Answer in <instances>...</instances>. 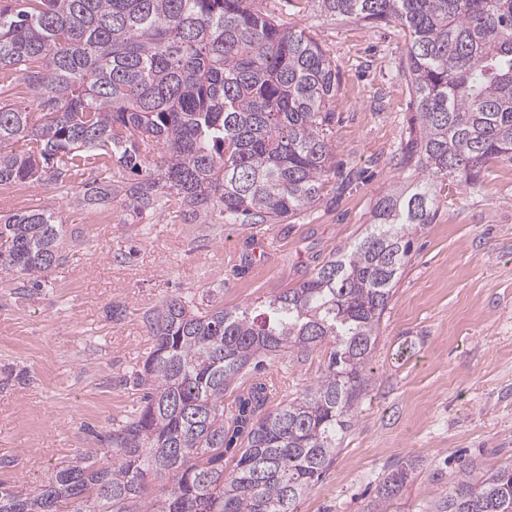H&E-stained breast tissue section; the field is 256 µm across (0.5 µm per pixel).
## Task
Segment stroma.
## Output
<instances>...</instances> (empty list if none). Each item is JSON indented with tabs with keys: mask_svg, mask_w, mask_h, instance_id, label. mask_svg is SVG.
Returning a JSON list of instances; mask_svg holds the SVG:
<instances>
[{
	"mask_svg": "<svg viewBox=\"0 0 512 512\" xmlns=\"http://www.w3.org/2000/svg\"><path fill=\"white\" fill-rule=\"evenodd\" d=\"M255 2L309 32L340 67L335 173L318 204L284 224H188L169 210L89 209L52 183L0 186L1 214L57 213L66 256L26 295L0 276V486L40 489L76 456L100 453L140 408L135 374L167 297L231 309L296 287L357 241L378 196L409 177L401 157L415 124L398 69L402 28L337 22L304 0ZM260 236L271 243L264 255L254 250ZM413 241L356 422L297 512H369L386 474L408 456L421 466L399 512H427L456 481L459 460L480 472L512 464V161H495L473 187L447 182L434 222ZM116 304L126 310L119 321ZM323 358L294 350L267 360L264 375L290 399L315 382Z\"/></svg>",
	"mask_w": 512,
	"mask_h": 512,
	"instance_id": "stroma-1",
	"label": "stroma"
}]
</instances>
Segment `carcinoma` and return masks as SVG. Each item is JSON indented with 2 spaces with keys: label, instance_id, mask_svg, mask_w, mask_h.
<instances>
[{
  "label": "carcinoma",
  "instance_id": "obj_1",
  "mask_svg": "<svg viewBox=\"0 0 512 512\" xmlns=\"http://www.w3.org/2000/svg\"><path fill=\"white\" fill-rule=\"evenodd\" d=\"M252 2L0 0V95L25 88L35 102L0 98V186L73 183L90 209L174 206L191 224H280L315 206L336 167L340 68ZM306 2L407 33L418 132L401 163L417 176L380 195L366 234L295 288L243 309L166 298L136 373L144 406L109 434L108 462L80 457L35 493L3 489L0 512H296L336 459L410 234L436 216L435 181L475 186L512 160V0ZM109 163L119 179L82 180ZM63 237L50 208L0 215V274L23 293L43 287ZM316 348L323 370L300 396L278 402L264 380L237 392L263 358ZM416 469L399 460L370 512H391ZM430 512H512V465H461Z\"/></svg>",
  "mask_w": 512,
  "mask_h": 512
}]
</instances>
